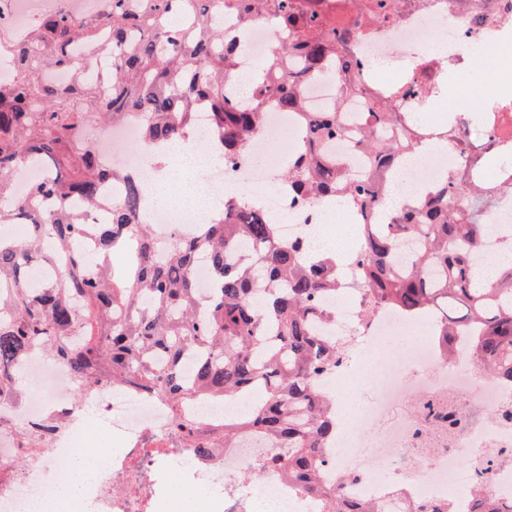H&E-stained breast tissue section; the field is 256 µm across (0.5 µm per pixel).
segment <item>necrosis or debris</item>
<instances>
[{
	"mask_svg": "<svg viewBox=\"0 0 512 512\" xmlns=\"http://www.w3.org/2000/svg\"><path fill=\"white\" fill-rule=\"evenodd\" d=\"M337 23L352 35L344 50L355 63L354 74L365 84V95L350 99L344 124L370 111L374 94L392 90L390 111L402 124L417 126L421 136L439 138L447 150L415 156L406 171L391 169L405 195L420 194L432 184L468 173L488 187L512 183V170L488 164L487 156L512 152V98L497 94V61L484 70L487 92L472 99L474 50L496 44L512 49V0H394L388 19L360 22L346 0H325ZM107 0H0V44L11 45L48 15H67L84 22L100 21ZM454 93L453 111L441 113L447 93ZM300 118L286 115L274 103L265 106L263 131L250 151L231 161L211 151L206 138L194 133L193 154L204 155L211 198L221 202L225 187L255 196L281 226L283 238L303 239L316 247L321 224L330 213L289 194L272 175L282 160L305 138ZM107 166L126 171L141 184L142 218L152 224L157 240L170 242L190 233L196 217L159 200L157 173L147 159L153 149L139 126L123 122L107 133L88 126L83 134ZM492 221L499 233L482 235L475 266L487 268L501 254V233L512 230V192L499 194ZM334 318L321 327L323 335L355 342H380L404 335L408 323L381 308L362 318L355 299L337 300ZM446 352L437 338L423 342L412 359L387 358L362 364L360 385L372 397L358 407L360 432L337 436L325 452L322 479L327 488L345 497L365 500L377 512H409L413 501L452 499L456 512H473L469 494L473 471L462 459L482 448H511L512 386L489 377H471L465 333L453 338ZM36 388L26 402L0 398V512H49L56 475L51 462L27 453L23 434L42 422L55 431L49 441L58 457L74 462L93 455L98 464L81 480L74 512H157L162 487L172 463H181V483L195 490L207 483L213 499H174L176 512H208L218 500L219 512H316V502L288 487L278 472L249 481L245 473L272 450L270 440L250 435L230 445L216 443L206 459L184 447L171 410L158 394L127 386L103 385L89 395L88 404L71 400L72 372L66 365L32 353L16 366ZM103 429L101 438L87 435L91 424Z\"/></svg>",
	"mask_w": 512,
	"mask_h": 512,
	"instance_id": "necrosis-or-debris-1",
	"label": "necrosis or debris"
}]
</instances>
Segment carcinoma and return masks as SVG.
Returning <instances> with one entry per match:
<instances>
[{"label": "carcinoma", "instance_id": "1", "mask_svg": "<svg viewBox=\"0 0 512 512\" xmlns=\"http://www.w3.org/2000/svg\"><path fill=\"white\" fill-rule=\"evenodd\" d=\"M322 13V0H110L97 27L53 15L13 47L16 79L0 84V284L13 285L0 290V396L21 395L13 367L36 350L67 365L79 388L125 382L159 393L177 410L196 395L226 398L252 386L257 400L250 412L221 427L176 417L184 442L202 455L217 437L266 436L274 449L247 477L286 471L288 484L316 499L319 512H376L321 481L323 450L337 422L317 378L340 366L345 347L315 335L313 324L330 317L321 296L336 294V259L282 240L266 211L244 199L224 201L213 223L161 246L153 226L136 219L140 188L130 179L109 223L95 229L97 247L71 249L103 182L125 178L83 142L86 126L136 120L144 141L160 146L193 128L202 103L224 156L237 158L262 131L272 100L307 129L281 180L308 203L342 197L369 217L360 225L353 284L364 314L391 307L422 317L433 310L441 335L473 330V364L512 385V263L491 279L473 264L496 193L458 178L403 204L387 223L374 222L388 194V169L415 149L418 133L373 135L371 128L396 121L379 102L356 141L365 176L355 178L329 153L340 132L336 110L305 111V83L329 75L347 97L365 88L342 55L348 29ZM259 17L279 33L270 63L257 70L249 97H231L226 86L248 63L239 53L241 37ZM76 44L112 51L106 84L83 80ZM52 68L74 72L73 81L55 86L41 79ZM30 163L46 177L22 200L10 176ZM45 239L53 242L48 251ZM110 253H126L129 262L116 269L103 260ZM201 254L215 284L209 297L194 278ZM59 256L66 260L59 278H31L34 268ZM199 354L193 380H184L182 360ZM473 495L474 512H512V501H498L481 483Z\"/></svg>", "mask_w": 512, "mask_h": 512}]
</instances>
